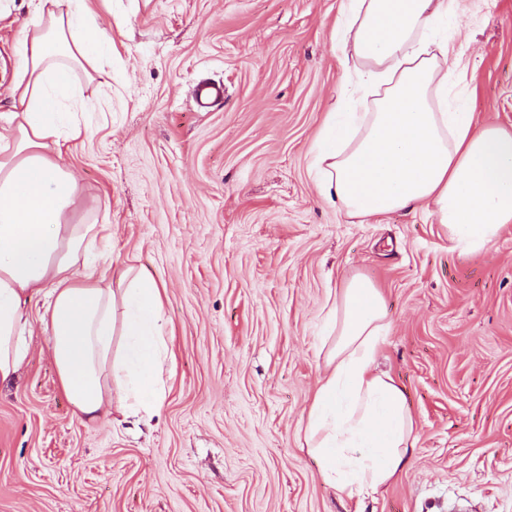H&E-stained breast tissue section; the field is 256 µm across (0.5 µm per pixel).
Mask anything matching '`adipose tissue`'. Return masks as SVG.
<instances>
[{
    "instance_id": "ef3b65f1",
    "label": "adipose tissue",
    "mask_w": 512,
    "mask_h": 512,
    "mask_svg": "<svg viewBox=\"0 0 512 512\" xmlns=\"http://www.w3.org/2000/svg\"><path fill=\"white\" fill-rule=\"evenodd\" d=\"M457 0H340L356 102L371 111L327 121L313 165L323 199L369 224L431 206L452 249L483 250L512 224V129L477 126L453 92L450 38L434 34ZM15 47L13 109L0 114V382L30 357L27 302L41 316L61 389L80 421L116 411L159 414L168 355L154 279L116 268L106 224L73 223L82 196L63 148L88 124L73 92L78 70L112 49L90 0H30ZM124 281L112 287L113 278ZM387 326L368 279L340 288L327 312L326 371L307 415L305 446L340 499L375 494L415 445L404 394L376 372Z\"/></svg>"
}]
</instances>
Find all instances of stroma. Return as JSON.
Returning a JSON list of instances; mask_svg holds the SVG:
<instances>
[{
	"instance_id": "1",
	"label": "stroma",
	"mask_w": 512,
	"mask_h": 512,
	"mask_svg": "<svg viewBox=\"0 0 512 512\" xmlns=\"http://www.w3.org/2000/svg\"><path fill=\"white\" fill-rule=\"evenodd\" d=\"M0 23V113L24 0ZM340 0H112V82L78 74L97 118L64 161L74 221L108 224L119 263L162 281L170 356L150 424H84L39 318L0 384V512H512V224L452 251L430 209L359 224L325 202L313 150L350 77ZM468 104L512 127V0H458ZM202 79L224 100L196 111ZM355 277L384 297L376 360L405 393L416 444L362 502L341 501L304 445L325 315Z\"/></svg>"
}]
</instances>
